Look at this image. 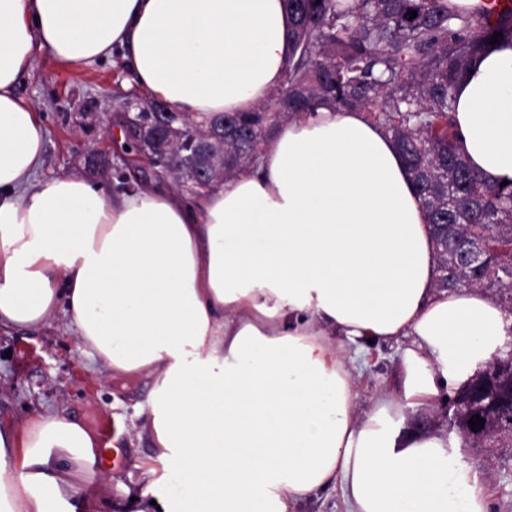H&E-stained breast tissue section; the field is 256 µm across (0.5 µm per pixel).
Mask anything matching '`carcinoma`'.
Wrapping results in <instances>:
<instances>
[{"mask_svg":"<svg viewBox=\"0 0 512 512\" xmlns=\"http://www.w3.org/2000/svg\"><path fill=\"white\" fill-rule=\"evenodd\" d=\"M291 17L288 71L270 100L253 112L181 116V155L191 153L201 128L224 124L237 137L224 143L228 176L251 164V156L276 126L321 107L360 109L392 134L433 224L438 264L453 263L463 246L479 239L494 254L512 256V181L486 183L457 141L449 112L456 85L490 39L512 43V17L489 22L472 7L449 0H286ZM417 12L413 19L409 12ZM452 224L443 234L438 225ZM454 287L495 290L512 305V259L488 283L468 270ZM483 427L472 429L474 416ZM508 411L471 401L454 428L482 446L493 440L512 446Z\"/></svg>","mask_w":512,"mask_h":512,"instance_id":"carcinoma-1","label":"carcinoma"}]
</instances>
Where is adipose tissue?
Instances as JSON below:
<instances>
[{"label":"adipose tissue","instance_id":"obj_1","mask_svg":"<svg viewBox=\"0 0 512 512\" xmlns=\"http://www.w3.org/2000/svg\"><path fill=\"white\" fill-rule=\"evenodd\" d=\"M289 27L284 0H0V327L59 313L106 374L153 375L142 494L166 512H294L336 485L347 512H488L461 437L408 422L512 349V312L438 287L426 209L366 112L288 120L194 201L38 175L43 120L15 92L36 53L117 54L171 111L251 112ZM452 115L472 168L512 180V44L477 57ZM370 339L399 363L362 413L347 347ZM104 474L74 418L0 424V512H66Z\"/></svg>","mask_w":512,"mask_h":512}]
</instances>
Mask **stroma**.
<instances>
[{
  "label": "stroma",
  "mask_w": 512,
  "mask_h": 512,
  "mask_svg": "<svg viewBox=\"0 0 512 512\" xmlns=\"http://www.w3.org/2000/svg\"><path fill=\"white\" fill-rule=\"evenodd\" d=\"M44 119L43 174L75 176L122 193L123 162L114 137L122 101L131 98L119 58L91 67H64L37 53L16 86ZM397 347H368L357 357L362 375L359 408L388 386L398 369ZM151 378L108 380L80 349L63 318L38 329H0V421L22 426L32 412L73 416L94 429L108 453L106 478L71 501L73 512H135L131 498L143 482L140 465L152 454L143 410ZM463 454L489 486L488 512H512V447H464Z\"/></svg>",
  "instance_id": "obj_1"
}]
</instances>
